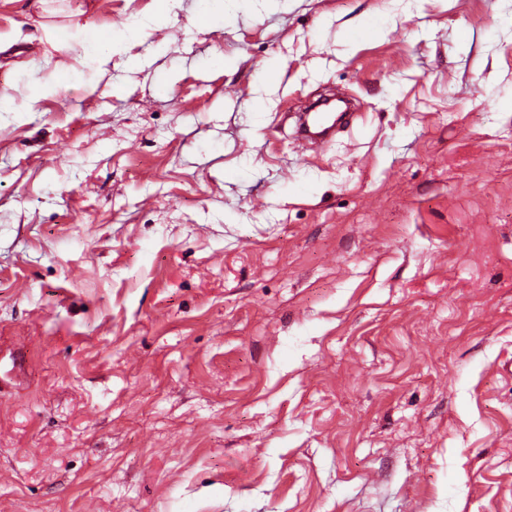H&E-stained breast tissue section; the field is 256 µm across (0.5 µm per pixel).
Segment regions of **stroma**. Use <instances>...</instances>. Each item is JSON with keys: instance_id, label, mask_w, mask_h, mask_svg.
Returning <instances> with one entry per match:
<instances>
[{"instance_id": "obj_1", "label": "stroma", "mask_w": 512, "mask_h": 512, "mask_svg": "<svg viewBox=\"0 0 512 512\" xmlns=\"http://www.w3.org/2000/svg\"><path fill=\"white\" fill-rule=\"evenodd\" d=\"M223 2L0 0V512H512V0ZM336 122L333 112H308L303 121L304 138L309 135H326Z\"/></svg>"}]
</instances>
